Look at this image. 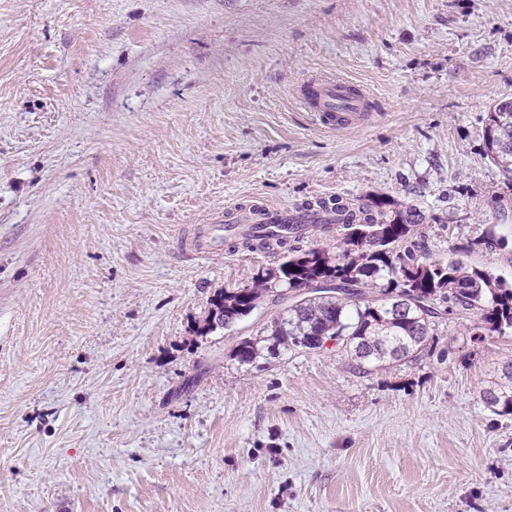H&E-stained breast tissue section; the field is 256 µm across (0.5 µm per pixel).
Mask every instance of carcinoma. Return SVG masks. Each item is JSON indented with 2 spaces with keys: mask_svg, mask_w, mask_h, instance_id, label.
I'll use <instances>...</instances> for the list:
<instances>
[{
  "mask_svg": "<svg viewBox=\"0 0 512 512\" xmlns=\"http://www.w3.org/2000/svg\"><path fill=\"white\" fill-rule=\"evenodd\" d=\"M482 138L486 158L512 173V98L489 108ZM387 205L337 197L299 206L334 210L344 237L334 249L291 253L279 265L275 279L286 283L298 301L289 302L273 320V346L316 350L331 342L354 358V370L369 374L417 359L427 350L437 321L452 314L474 316L464 331L472 341L512 329V283L459 260H419L411 249L399 250L419 214ZM288 233L294 226L257 224L244 245L255 240L263 248L281 247L288 244ZM272 291L267 279L224 290L213 300L203 330L228 328ZM482 400L494 414L512 415V365L505 382L484 390Z\"/></svg>",
  "mask_w": 512,
  "mask_h": 512,
  "instance_id": "1",
  "label": "carcinoma"
}]
</instances>
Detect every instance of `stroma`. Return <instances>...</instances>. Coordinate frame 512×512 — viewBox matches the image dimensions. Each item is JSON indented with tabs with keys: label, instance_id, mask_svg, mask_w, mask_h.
Masks as SVG:
<instances>
[{
	"label": "stroma",
	"instance_id": "obj_1",
	"mask_svg": "<svg viewBox=\"0 0 512 512\" xmlns=\"http://www.w3.org/2000/svg\"><path fill=\"white\" fill-rule=\"evenodd\" d=\"M323 72L372 91L369 124L299 109ZM505 97L512 0H0V512H512V416L481 399L512 330L450 315L358 374L271 350L270 295L203 332L282 255L191 246L255 196L385 198L419 254L511 283L482 139ZM269 279H263L249 288H237L224 290L213 300V307L209 312L203 326L205 332H212L216 329H226L240 317L248 316L257 307L263 298L273 291ZM220 316L224 320H220Z\"/></svg>",
	"mask_w": 512,
	"mask_h": 512
}]
</instances>
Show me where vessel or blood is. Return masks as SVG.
Returning <instances> with one entry per match:
<instances>
[{
	"mask_svg": "<svg viewBox=\"0 0 512 512\" xmlns=\"http://www.w3.org/2000/svg\"><path fill=\"white\" fill-rule=\"evenodd\" d=\"M372 93L349 80L333 75H318L305 81L299 89L300 104L311 113L314 121L327 130L352 126L362 127L372 117ZM334 216L328 212H300L285 206H274L256 200L250 206L239 207L230 216H218L216 224L225 227V234L197 238L195 252L209 256L224 246V238L236 235L242 224H327Z\"/></svg>",
	"mask_w": 512,
	"mask_h": 512,
	"instance_id": "b4317fda",
	"label": "vessel or blood"
}]
</instances>
